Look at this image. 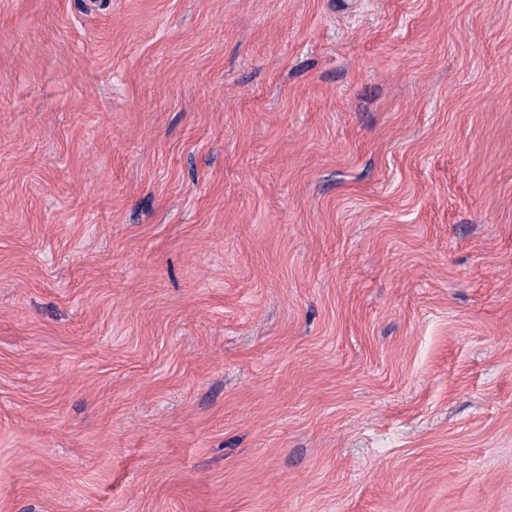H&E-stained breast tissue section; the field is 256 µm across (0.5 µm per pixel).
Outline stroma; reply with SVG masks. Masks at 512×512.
I'll list each match as a JSON object with an SVG mask.
<instances>
[{
  "label": "stroma",
  "mask_w": 512,
  "mask_h": 512,
  "mask_svg": "<svg viewBox=\"0 0 512 512\" xmlns=\"http://www.w3.org/2000/svg\"><path fill=\"white\" fill-rule=\"evenodd\" d=\"M0 512H512V0H0Z\"/></svg>",
  "instance_id": "obj_1"
}]
</instances>
